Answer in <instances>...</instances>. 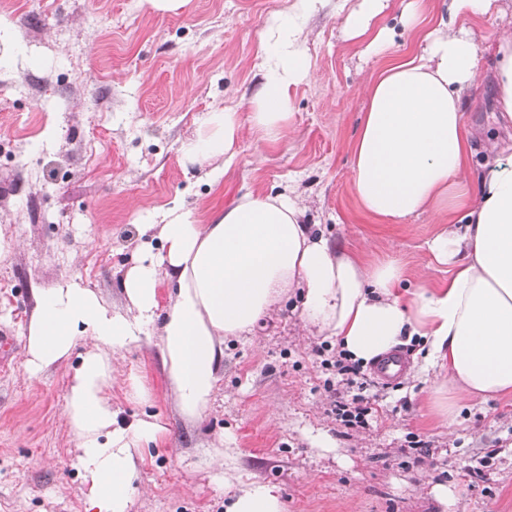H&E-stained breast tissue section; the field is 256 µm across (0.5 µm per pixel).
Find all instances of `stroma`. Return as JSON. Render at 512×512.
I'll return each instance as SVG.
<instances>
[{"instance_id": "obj_1", "label": "stroma", "mask_w": 512, "mask_h": 512, "mask_svg": "<svg viewBox=\"0 0 512 512\" xmlns=\"http://www.w3.org/2000/svg\"><path fill=\"white\" fill-rule=\"evenodd\" d=\"M284 8V0H189L162 13L146 0H0V237L22 242L0 259V336L14 339L0 367V512L86 510L63 415L71 369L24 375L25 336L36 290L67 278L125 310L121 281L140 211L221 208L240 189L289 185L333 244L370 263L399 262L412 289L447 278L426 248L442 230L433 216L373 220L352 185L361 86L416 47L400 23L402 0L382 19L391 46L370 58L334 6L312 16L314 77L294 92L289 136L243 139L217 179L184 168L180 145L205 113L230 107L247 118L258 39ZM74 69L80 82L69 78ZM463 100L469 125L498 132L489 75ZM300 309L286 299L255 336L225 341L221 389L199 423L184 421L169 398L156 345L127 353L125 368L150 400L116 389L114 409L123 419L159 415L170 428L142 454L145 488L130 512H224L223 484L198 465L219 437L239 449L245 474L280 488L287 512H512V395L463 402L448 426L430 410L434 376L387 384L366 364V392L378 402L367 427H345L324 390V340L302 335ZM418 440L429 455L411 450ZM437 484L454 490L451 503L434 498Z\"/></svg>"}]
</instances>
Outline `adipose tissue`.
Segmentation results:
<instances>
[{
  "label": "adipose tissue",
  "instance_id": "obj_1",
  "mask_svg": "<svg viewBox=\"0 0 512 512\" xmlns=\"http://www.w3.org/2000/svg\"><path fill=\"white\" fill-rule=\"evenodd\" d=\"M326 0H290L258 41L261 76L248 119L232 109L207 113L182 142L185 165L210 166L222 176L244 137L276 143L292 126V90L311 80L304 33ZM336 0L349 38L383 48L391 38L377 26L390 0ZM497 0H447L432 22L424 0H409L401 21L418 50L372 71L368 105L352 143V182L361 211L390 222L430 211L448 228L428 241L447 281L403 290L392 261L366 263L335 247L292 190L239 193L199 216L176 204L161 222L136 227V249L122 287L126 311L109 308L93 290L65 279L37 292L22 367L34 376L66 362L79 339L90 349L72 369L65 416L76 441L75 466L88 485L86 512H127L141 487L137 459L166 439L157 415L122 422L112 387L148 399L125 373L126 352L156 342L168 394L184 420L208 415L223 378L224 342L253 335L284 298L300 295L308 334L334 339L352 360L379 361L412 337L422 338V371L440 377L447 394L435 416L456 421L461 401L512 393V141L475 143L461 93L492 59L495 106L512 127V27L478 40L477 28ZM482 154L485 172L472 177ZM219 470L224 512H286L276 487L245 479L235 448L213 447L200 459Z\"/></svg>",
  "mask_w": 512,
  "mask_h": 512
}]
</instances>
